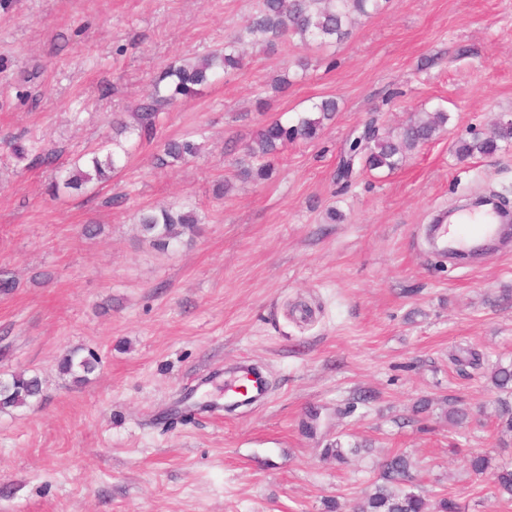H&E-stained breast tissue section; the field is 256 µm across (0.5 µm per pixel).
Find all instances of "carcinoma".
<instances>
[{
    "instance_id": "cac0c4a2",
    "label": "carcinoma",
    "mask_w": 512,
    "mask_h": 512,
    "mask_svg": "<svg viewBox=\"0 0 512 512\" xmlns=\"http://www.w3.org/2000/svg\"><path fill=\"white\" fill-rule=\"evenodd\" d=\"M389 0H261L260 8L251 19L224 39V49L216 50L197 64L168 65L156 77L151 89V102L128 113L129 120L113 124L112 146L102 145L91 152L90 164H74L67 172L64 186L80 190L91 182L108 183L124 168L130 149L122 137L129 134L140 142H150L156 135L158 108L172 104L181 97H190L197 87L225 78L242 69L244 48L259 43L274 48L293 38L308 47L319 48L345 41L353 29L364 19L380 14ZM338 111L333 97L312 102L298 112L293 124L273 120L262 125L246 147L240 174L245 180L260 182L270 178L274 163L284 147L298 140L311 141L318 137L324 122ZM448 124V112L437 107L414 114L406 124L395 131L380 134L374 121L366 124V138L352 149L363 154L364 168L372 170L399 169L415 150L434 140ZM512 146V122L496 126L489 136L472 134L460 138L455 147L458 158L476 154L491 156ZM199 145L190 139L169 140L155 157L156 165L166 167L196 155ZM200 218L194 210L174 214L166 208H147L140 211L138 224L153 244L166 248L182 233L195 230ZM98 366V357L77 350L65 353L58 362L60 373L81 385L89 381ZM491 384L500 392L512 393V363L499 362L490 373ZM42 381L36 374L13 372L0 376V411L28 407L40 400ZM362 448H351L336 443L334 448L323 449V455L336 459L339 464L360 454ZM418 466L405 453L393 454L378 465V472L364 490L353 512H465L454 496L447 493L427 494L414 485V471ZM470 468L476 474L492 471L495 490L505 502L512 501V464L492 465V456L475 453Z\"/></svg>"
}]
</instances>
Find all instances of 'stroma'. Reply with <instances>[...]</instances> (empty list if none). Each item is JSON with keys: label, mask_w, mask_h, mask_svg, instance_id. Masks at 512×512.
<instances>
[{"label": "stroma", "mask_w": 512, "mask_h": 512, "mask_svg": "<svg viewBox=\"0 0 512 512\" xmlns=\"http://www.w3.org/2000/svg\"><path fill=\"white\" fill-rule=\"evenodd\" d=\"M258 3L0 0V275L17 282L0 294V374L43 381L39 403L0 412V512H326L396 452L425 490L512 512L468 467L479 451L512 462L487 377L512 360V251L454 264L425 236L466 197L512 207V148L454 152L512 118V0H389L335 46L250 49L234 76L164 106L112 181L62 186L167 64L220 48ZM302 53L307 76L273 92ZM325 97L339 110L317 139L289 144L264 182L240 177L264 122ZM437 105L449 121L435 141L391 173L355 160L339 189L367 121L386 132ZM187 136L199 154L156 167L160 144ZM149 207L202 222L161 249L135 222ZM77 348L99 357L82 386L57 367ZM471 350L482 367L460 375L453 359ZM242 363L266 393L229 413L224 380ZM452 400L470 410L458 427ZM336 442L368 452L323 458Z\"/></svg>", "instance_id": "obj_1"}]
</instances>
